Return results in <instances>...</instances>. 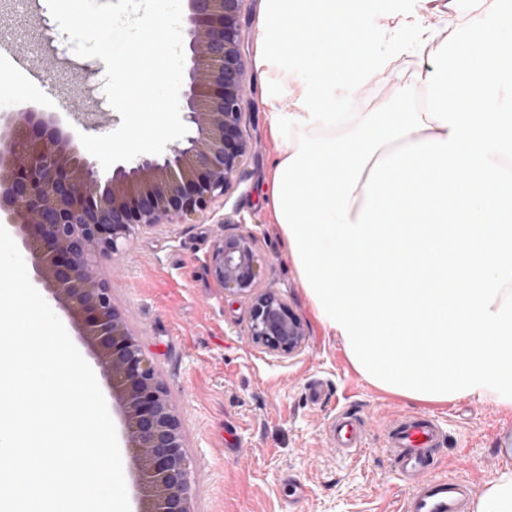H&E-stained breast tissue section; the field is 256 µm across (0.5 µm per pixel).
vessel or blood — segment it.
Here are the masks:
<instances>
[{"label":"vessel or blood","instance_id":"vessel-or-blood-1","mask_svg":"<svg viewBox=\"0 0 512 512\" xmlns=\"http://www.w3.org/2000/svg\"><path fill=\"white\" fill-rule=\"evenodd\" d=\"M334 447L353 454L366 445V431L356 414L340 410L329 425ZM446 431L428 414H402L386 427L383 446L406 491L397 512H467L473 488L463 477L436 471L435 451Z\"/></svg>","mask_w":512,"mask_h":512}]
</instances>
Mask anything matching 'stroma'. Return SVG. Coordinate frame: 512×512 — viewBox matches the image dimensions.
<instances>
[{
  "label": "stroma",
  "mask_w": 512,
  "mask_h": 512,
  "mask_svg": "<svg viewBox=\"0 0 512 512\" xmlns=\"http://www.w3.org/2000/svg\"><path fill=\"white\" fill-rule=\"evenodd\" d=\"M0 70L29 108L58 116L65 131L104 135L121 123L110 104L82 85L84 70L92 82H104V63L68 50L48 0H27L21 9L0 0ZM249 79L247 131L260 148L247 160L243 180L213 213L140 233L100 268L182 417L195 512H397L404 485L382 445L387 420L405 412L441 420L450 435L436 451L442 472L481 491L508 470L497 450L500 428H512V409L477 397L411 401L353 366L340 337L317 320L271 221L266 186L277 156L276 110L257 69ZM233 213L245 221L228 225V232L256 235L265 258L262 285L275 288L307 329L292 355L253 344L246 334L249 299L225 297L208 271L218 225ZM314 384L320 397L310 391ZM343 408L368 425L366 447L348 456L327 439Z\"/></svg>",
  "instance_id": "35a3bbf8"
}]
</instances>
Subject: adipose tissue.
I'll return each mask as SVG.
<instances>
[{
  "mask_svg": "<svg viewBox=\"0 0 512 512\" xmlns=\"http://www.w3.org/2000/svg\"><path fill=\"white\" fill-rule=\"evenodd\" d=\"M376 0H261L255 64L275 98L289 99L286 117L276 118L273 136L279 144L277 162L298 149V134L334 138L364 120L361 112H340L336 94L353 95L385 70L386 54L376 47L378 36L366 20ZM390 30L412 29L414 53L428 55L456 27L432 23L417 11L387 14Z\"/></svg>",
  "mask_w": 512,
  "mask_h": 512,
  "instance_id": "obj_1",
  "label": "adipose tissue"
}]
</instances>
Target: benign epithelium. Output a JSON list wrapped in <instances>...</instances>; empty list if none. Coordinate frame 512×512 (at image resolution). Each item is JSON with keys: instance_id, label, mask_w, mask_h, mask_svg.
<instances>
[{"instance_id": "obj_1", "label": "benign epithelium", "mask_w": 512, "mask_h": 512, "mask_svg": "<svg viewBox=\"0 0 512 512\" xmlns=\"http://www.w3.org/2000/svg\"><path fill=\"white\" fill-rule=\"evenodd\" d=\"M246 2L188 0L184 118L196 135L175 141L162 157L119 165L103 183L52 115L12 112L0 132V217L20 239L35 282L92 347L120 400L122 437L139 465L138 512H192L191 460L159 370L114 303L98 263L143 231L209 210L256 153L247 133ZM262 263L254 234L224 232L214 241L209 272L224 294L251 298L252 342L289 356L307 331L275 289L259 287Z\"/></svg>"}]
</instances>
